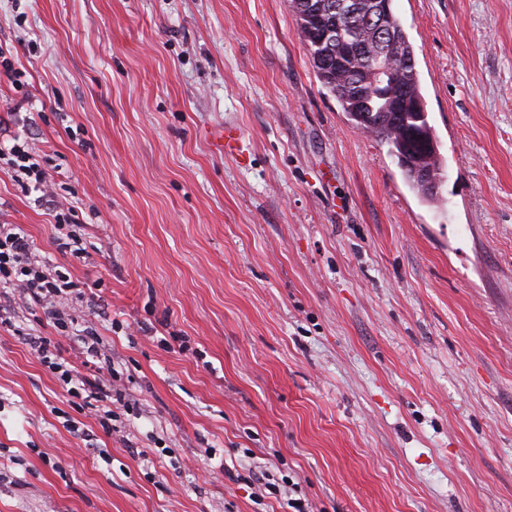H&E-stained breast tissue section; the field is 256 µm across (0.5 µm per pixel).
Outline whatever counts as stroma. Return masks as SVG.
<instances>
[{
	"instance_id": "1",
	"label": "stroma",
	"mask_w": 512,
	"mask_h": 512,
	"mask_svg": "<svg viewBox=\"0 0 512 512\" xmlns=\"http://www.w3.org/2000/svg\"><path fill=\"white\" fill-rule=\"evenodd\" d=\"M446 166L422 200L317 78L289 0H0V136L26 138L89 257L0 168V224L92 285L132 402L103 432L0 328V512H512V0H393ZM243 134V156L208 135ZM183 337L185 351L159 341ZM210 146L218 154L240 155L243 152L242 133L237 127L225 125L210 136Z\"/></svg>"
}]
</instances>
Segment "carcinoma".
I'll return each instance as SVG.
<instances>
[{
    "instance_id": "obj_1",
    "label": "carcinoma",
    "mask_w": 512,
    "mask_h": 512,
    "mask_svg": "<svg viewBox=\"0 0 512 512\" xmlns=\"http://www.w3.org/2000/svg\"><path fill=\"white\" fill-rule=\"evenodd\" d=\"M305 6L311 7L312 20L308 24L312 29L339 28L336 40L320 45L312 41L306 29L297 28L318 79L356 128L372 133L388 146L390 156L411 188L426 201L437 199L438 193L426 190L416 175L418 165L441 177L445 170L421 91L415 49L401 20L391 14L386 33V52L395 58L396 68L394 82L384 96L362 73L361 60L353 51L358 44L372 41L373 34L365 26L373 8L372 0H290L297 17Z\"/></svg>"
}]
</instances>
